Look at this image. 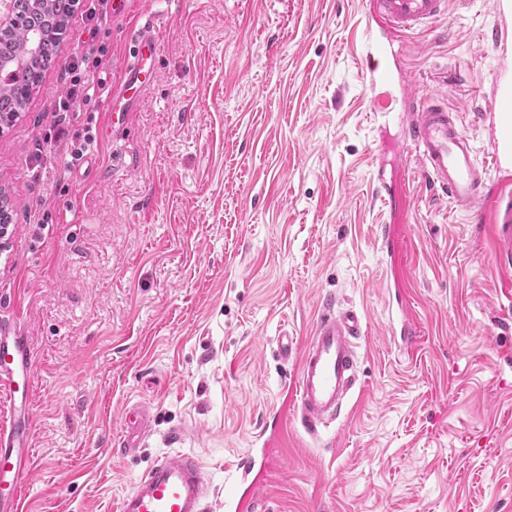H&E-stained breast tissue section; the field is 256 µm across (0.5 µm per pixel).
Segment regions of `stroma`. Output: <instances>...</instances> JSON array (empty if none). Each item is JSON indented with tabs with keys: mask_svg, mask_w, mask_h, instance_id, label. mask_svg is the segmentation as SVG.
<instances>
[{
	"mask_svg": "<svg viewBox=\"0 0 512 512\" xmlns=\"http://www.w3.org/2000/svg\"><path fill=\"white\" fill-rule=\"evenodd\" d=\"M90 31L79 0L58 59L0 132V319L33 351V465L25 512H114L155 459L198 455L209 500L238 457L258 512H512V299L488 236L422 181L405 211L373 196L401 129L374 110L362 65L368 0H111ZM153 21L161 53L122 136L102 100L59 115L63 68L87 44L120 82L128 36ZM490 0L399 42L421 96L488 103L498 60ZM68 137H58L59 125ZM95 136L74 167L73 138ZM404 236L398 262L379 225ZM402 268L416 358L389 339L385 284ZM360 311L361 390L319 436L266 442L324 295ZM149 407L136 455L115 453L126 407Z\"/></svg>",
	"mask_w": 512,
	"mask_h": 512,
	"instance_id": "stroma-1",
	"label": "stroma"
}]
</instances>
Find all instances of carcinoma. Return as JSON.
I'll return each instance as SVG.
<instances>
[{
  "mask_svg": "<svg viewBox=\"0 0 512 512\" xmlns=\"http://www.w3.org/2000/svg\"><path fill=\"white\" fill-rule=\"evenodd\" d=\"M14 17L0 24V121L22 112L56 57L76 0H14Z\"/></svg>",
  "mask_w": 512,
  "mask_h": 512,
  "instance_id": "carcinoma-1",
  "label": "carcinoma"
}]
</instances>
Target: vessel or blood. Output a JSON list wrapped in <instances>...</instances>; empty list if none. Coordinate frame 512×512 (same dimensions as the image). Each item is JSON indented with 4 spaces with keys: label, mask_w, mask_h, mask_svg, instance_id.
<instances>
[{
    "label": "vessel or blood",
    "mask_w": 512,
    "mask_h": 512,
    "mask_svg": "<svg viewBox=\"0 0 512 512\" xmlns=\"http://www.w3.org/2000/svg\"><path fill=\"white\" fill-rule=\"evenodd\" d=\"M495 23L486 36L501 63L491 77L492 104L481 116L479 130L487 134L485 160L476 157L475 139L465 130L460 111L440 99L416 98L409 83H402L401 102L407 103L403 155L416 156L423 182L439 188L449 202L484 224L497 258L512 261V0H491ZM447 11V0H370V12L393 38L427 27ZM131 60L114 87L107 110L112 125H123L140 104L147 83L146 60L160 54L152 26L132 32ZM362 64L372 82H391L387 51L383 45L366 50ZM405 164H398L393 178L377 173L375 194L390 211H397L408 197ZM376 242L387 255L400 254L402 239L393 225L380 227ZM363 335V317L353 309H337L334 296H324L313 333L305 345L293 337L278 342L283 359H295L297 376L295 416L304 431L317 435L319 428L336 421L357 383V342ZM33 353L20 330L0 324V389L6 390L10 421L0 429V512H24L22 486L31 470L30 434L33 426L30 378ZM125 433L117 443L123 455L135 453L151 431L145 407L124 410ZM209 496L204 471L190 453L164 456L148 468L139 483L119 500L116 512H207Z\"/></svg>",
    "instance_id": "1"
}]
</instances>
